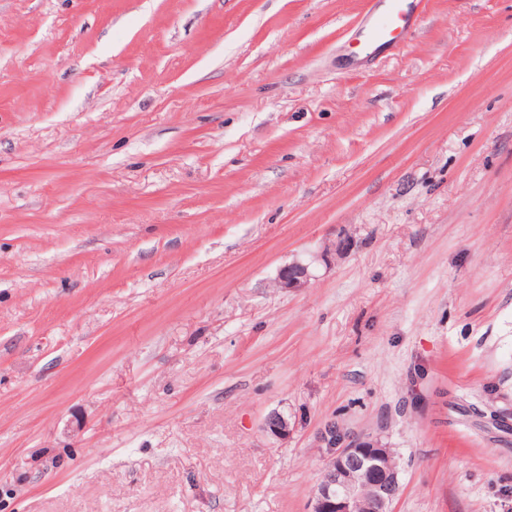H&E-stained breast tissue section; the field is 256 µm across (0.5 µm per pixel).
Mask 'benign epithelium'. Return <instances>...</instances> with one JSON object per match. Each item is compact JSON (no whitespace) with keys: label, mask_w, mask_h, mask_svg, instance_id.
<instances>
[{"label":"benign epithelium","mask_w":512,"mask_h":512,"mask_svg":"<svg viewBox=\"0 0 512 512\" xmlns=\"http://www.w3.org/2000/svg\"><path fill=\"white\" fill-rule=\"evenodd\" d=\"M310 274L308 267L295 263L285 266L279 274L280 287L302 288ZM275 436L288 435V419L272 414L265 424ZM330 448L342 445L326 464L311 501L310 512H392L391 505L399 490L398 461L387 449L374 443H346L330 426L321 435Z\"/></svg>","instance_id":"1"}]
</instances>
